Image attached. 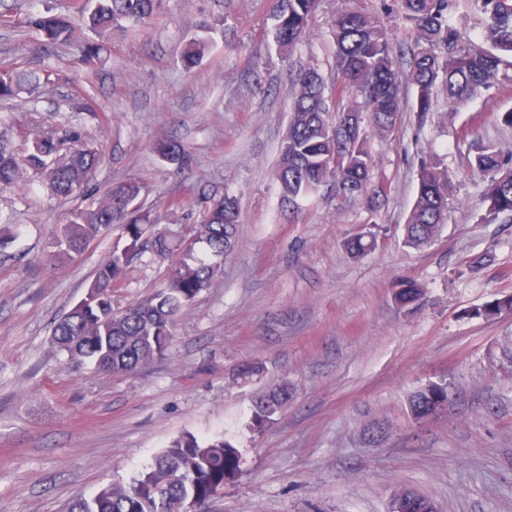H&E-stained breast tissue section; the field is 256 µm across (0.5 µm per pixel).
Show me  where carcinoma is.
Masks as SVG:
<instances>
[{"mask_svg":"<svg viewBox=\"0 0 512 512\" xmlns=\"http://www.w3.org/2000/svg\"><path fill=\"white\" fill-rule=\"evenodd\" d=\"M482 16L479 42L464 37L452 23L457 0H394L397 11L415 32L406 72L416 88L415 119L424 124L433 111L434 97L443 92L452 106L466 102L490 86L500 67L512 66V0H467ZM156 0H78V13L93 37L77 43L81 56L92 61L101 43L112 33L150 18ZM319 0H274L273 40L281 51L306 37ZM29 26L45 48L70 44L73 22L47 8L30 18ZM334 63L339 84H328L315 69L294 79L290 122L276 168L281 197L292 204L300 196L332 182L342 187L344 199L362 198L371 209L380 208L389 187L374 164L369 132L389 134L402 119L400 74L394 42L375 19L356 8L336 10L332 21ZM205 49L202 39L189 40L182 62L189 67ZM40 75L27 69L0 72V100L24 94L39 97ZM349 94L351 104L330 115L334 95ZM156 152L171 165L188 164L187 146L168 137L155 143ZM103 160L101 151L85 141L81 131L59 137L30 119L24 148L0 135V190L30 174L54 195L70 198L89 190L93 173ZM469 166L486 184L481 196L484 223L512 219V166L493 145L475 139L470 144ZM418 193L407 224L404 242L412 248L430 244L441 233L452 191L448 169L439 160L424 163L418 172ZM141 186L125 181L111 186L86 208L73 210L55 236L56 256L73 260L118 224L125 238L98 268L89 285L95 300L75 304L57 324L53 344L73 360H85L98 371L131 373L165 355L179 314L208 288L228 251L237 243L240 209L228 193L207 196L210 206L186 246L181 233L158 222L139 204ZM379 233L364 228L350 237L346 250L354 257L376 249ZM167 263L168 283L163 290L134 301L117 314L112 309V287L145 254ZM394 301L402 308L415 306L422 287L414 281L392 285ZM290 392L279 387L261 394L256 413L269 418L287 404ZM448 404V386L429 382L410 398V412L426 420ZM234 460L224 454V440L199 443L189 437L154 458L128 486L109 485L90 498L75 500L70 512H185L189 504L203 503L224 483V472ZM402 512H426L428 500L403 490Z\"/></svg>","mask_w":512,"mask_h":512,"instance_id":"cac0c4a2","label":"carcinoma"}]
</instances>
